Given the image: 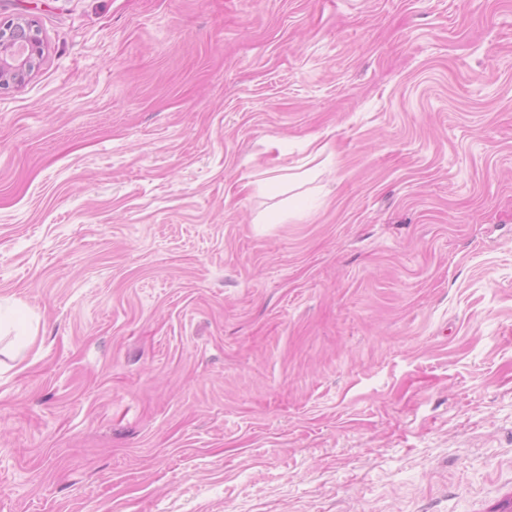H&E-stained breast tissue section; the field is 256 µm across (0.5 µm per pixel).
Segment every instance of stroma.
Returning a JSON list of instances; mask_svg holds the SVG:
<instances>
[{
	"label": "stroma",
	"instance_id": "1",
	"mask_svg": "<svg viewBox=\"0 0 512 512\" xmlns=\"http://www.w3.org/2000/svg\"><path fill=\"white\" fill-rule=\"evenodd\" d=\"M1 18L0 512H512V0ZM43 54L40 31L30 19L0 20V89L20 84Z\"/></svg>",
	"mask_w": 512,
	"mask_h": 512
}]
</instances>
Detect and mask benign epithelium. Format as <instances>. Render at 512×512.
Returning a JSON list of instances; mask_svg holds the SVG:
<instances>
[{"mask_svg": "<svg viewBox=\"0 0 512 512\" xmlns=\"http://www.w3.org/2000/svg\"><path fill=\"white\" fill-rule=\"evenodd\" d=\"M43 54L40 31L30 19L0 20V89L20 84Z\"/></svg>", "mask_w": 512, "mask_h": 512, "instance_id": "7a95c632", "label": "benign epithelium"}]
</instances>
